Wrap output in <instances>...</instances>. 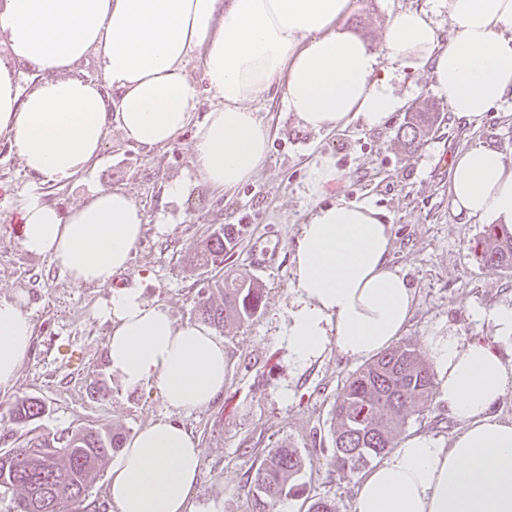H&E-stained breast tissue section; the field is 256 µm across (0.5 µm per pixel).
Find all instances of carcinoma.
<instances>
[{"label":"carcinoma","instance_id":"cac0c4a2","mask_svg":"<svg viewBox=\"0 0 512 512\" xmlns=\"http://www.w3.org/2000/svg\"><path fill=\"white\" fill-rule=\"evenodd\" d=\"M437 112H414L402 131L408 150L419 145L426 128L437 122ZM242 233L238 224L219 226L202 248L188 258L191 267L215 264L231 252ZM475 249L491 270L512 269V226L489 224ZM223 301L204 295L197 303L200 319L222 332L234 322L254 317L263 304L262 285L249 279L224 281ZM436 389L433 372L422 352L408 342L384 351L355 372L336 395L332 420L331 462L336 473L347 477L384 459L398 444V428L407 410L423 407ZM15 422L38 419L45 405L36 398L14 402ZM122 436L110 431L83 430L67 436L58 447L55 440L37 436L0 454V490L15 494L13 512H70L86 498L100 464L121 446ZM305 467L304 458L287 443L271 448L246 480L249 512H274L289 493V483Z\"/></svg>","mask_w":512,"mask_h":512}]
</instances>
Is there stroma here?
I'll use <instances>...</instances> for the list:
<instances>
[{"label":"stroma","instance_id":"1","mask_svg":"<svg viewBox=\"0 0 512 512\" xmlns=\"http://www.w3.org/2000/svg\"><path fill=\"white\" fill-rule=\"evenodd\" d=\"M425 3L357 0L341 25L377 48L390 16ZM432 83L428 72L404 73L396 88L406 103L384 125L369 128L357 120L329 134L302 127L279 95L256 102L272 126L271 145L256 177L231 194H216L195 175L190 128L171 146L148 152L110 129L93 170L68 185L43 187L44 201L62 210L96 190L117 188L130 195L143 211L145 230L115 286L141 288L144 298L166 309L177 324L197 322L201 292L221 283L226 271L264 286L265 304L257 315L222 334L227 361L222 395L189 414L170 408L157 388H124L108 371L110 326L94 311L114 286L76 285L48 258L22 250L15 200L31 178L17 151L0 136V298L24 294L33 323L31 348L14 385L0 389V449L37 435L56 438L103 425L128 439L166 416L192 431L202 450L190 495L194 512H246V473L280 442L306 460L303 488L282 497L281 512H307L319 498L334 501L336 512H352L358 479L340 478L333 470L331 418L337 393L363 362L332 344L303 365L288 356L287 314L296 297L292 256L310 209L340 197L367 198L384 214L391 236L388 267L415 290L403 338L419 349H427L434 336L491 340L494 326L485 311L512 306V271L480 262L474 247L486 223L455 213L448 193L451 172L437 165L440 156L455 157L476 142L512 160V105L493 107L470 123L451 112ZM429 105L441 120L425 133L417 151L406 152L398 134L410 113ZM318 153L335 158L339 176L312 196L305 171ZM174 180L184 181L185 190L169 200L164 189ZM162 224L168 232H159ZM222 224L242 225L237 246L223 263L189 268L187 257ZM256 248L268 251L260 268L252 259ZM22 396L37 398L46 408L24 427L10 416L13 402ZM458 427L435 393L423 411L410 412L399 437L426 432L446 441Z\"/></svg>","mask_w":512,"mask_h":512}]
</instances>
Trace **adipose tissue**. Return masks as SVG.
I'll list each match as a JSON object with an SVG mask.
<instances>
[{"instance_id": "obj_1", "label": "adipose tissue", "mask_w": 512, "mask_h": 512, "mask_svg": "<svg viewBox=\"0 0 512 512\" xmlns=\"http://www.w3.org/2000/svg\"><path fill=\"white\" fill-rule=\"evenodd\" d=\"M356 0H0V37L16 65L0 62V136L32 178L17 201L21 246L49 258L73 283L110 285L144 232L141 208L123 190L99 191L61 212L41 189L80 177L99 157L110 127L151 151L188 126L197 176L225 193L251 181L271 142L252 101L278 92L303 127L331 132L384 123L400 110L397 72L429 70L436 93L459 117L480 119L512 103V0H434L445 11L449 43L432 12L409 9L387 22L381 49L342 29ZM391 65L383 67L380 55ZM99 81L76 77L87 56ZM200 58L217 104L193 125L186 64ZM40 73L20 94L17 64ZM468 216L512 225V163L474 143L459 151L448 188ZM388 224L369 199L312 210L292 258L296 300L288 310L292 362L319 357L327 344L368 358L404 332L414 290L387 267ZM24 296L0 299V388L13 385L33 324ZM94 315L111 323L109 370L125 388L156 386L177 410L207 407L224 390V341L203 324H176L141 289L112 294ZM493 343L438 336L429 344L441 397L460 431L449 443L417 433L368 470L352 512H512V422L488 413L512 391V306L497 307ZM202 451L169 420L138 431L109 470L111 512H190Z\"/></svg>"}]
</instances>
